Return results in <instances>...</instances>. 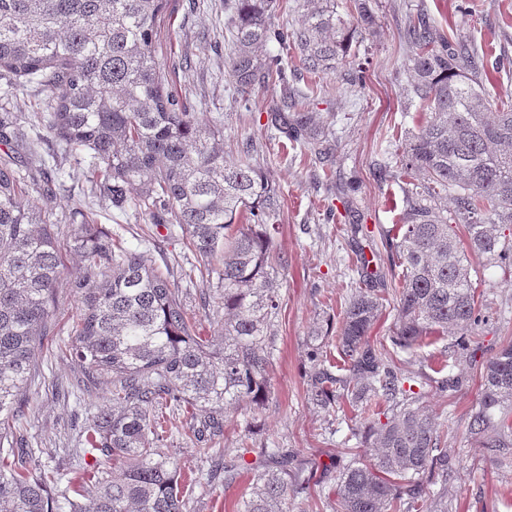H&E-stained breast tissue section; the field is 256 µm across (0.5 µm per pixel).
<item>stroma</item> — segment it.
Returning a JSON list of instances; mask_svg holds the SVG:
<instances>
[{
	"label": "stroma",
	"mask_w": 512,
	"mask_h": 512,
	"mask_svg": "<svg viewBox=\"0 0 512 512\" xmlns=\"http://www.w3.org/2000/svg\"><path fill=\"white\" fill-rule=\"evenodd\" d=\"M462 0H369L376 25L372 35L353 40L348 56L334 70L304 73L292 51L268 43L264 57L280 58L290 88L307 94L306 106L316 122L332 132L331 149H301L271 139L266 113L280 98L272 82L251 93H239L224 71L231 46V9L224 0H168L167 16L154 35L156 56L170 87L204 120L224 122V157L236 159L246 149L279 185L282 195L280 232L275 247L285 262L280 275L277 361L270 373L271 391L262 405L242 403L228 409L224 433L216 439L218 454L244 456L252 466L263 462L262 448H284L297 454L310 477V492L320 512H333L335 476L351 456L343 448L349 422L331 425L328 415L307 398L310 363L308 338L314 328L334 336L346 299L357 276L356 255L364 253L369 269L381 272L384 286L394 289L400 271L384 258V232L397 221L401 194L396 175H381L387 150L400 145L413 130L419 102L407 64L408 19L427 15L449 40H462L478 54L505 55L504 69L485 85L490 104L512 97V0H476L471 13L458 11ZM42 156H55L48 173L34 172L35 184L50 180L48 204L64 245V273L55 292L51 330L34 349L32 372L21 391L26 417L19 429L0 441L5 448H25L38 467L58 471L55 495L78 498L85 468L100 475L113 472L110 460L88 453L84 427L97 408L108 405L112 384L88 381L71 351L72 327L80 309L71 283L81 258L70 238L77 212L95 210L100 231L141 253L148 264L169 268L171 280L190 309L209 293L210 308L222 310L221 293L188 272L198 259L180 225H154L144 211L92 197L85 165L56 154L52 136L42 126L29 130ZM479 289L491 301L490 318L481 328L474 361L445 358L450 339L428 337L399 360L403 370L428 377L421 401L445 423L442 443L454 470L448 480V512H512V464L490 467L478 443L466 434L467 410L478 398L477 362L492 356L502 337L512 336V278L484 282L483 260L471 259ZM463 380L456 393L437 389L436 372ZM170 438L162 451L175 453L185 478L187 512H234L249 480L227 487L207 483L209 463L201 458L182 412L169 413Z\"/></svg>",
	"instance_id": "35a3bbf8"
}]
</instances>
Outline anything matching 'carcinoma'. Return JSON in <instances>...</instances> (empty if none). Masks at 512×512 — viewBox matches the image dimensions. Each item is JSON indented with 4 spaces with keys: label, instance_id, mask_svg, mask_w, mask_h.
Returning a JSON list of instances; mask_svg holds the SVG:
<instances>
[{
    "label": "carcinoma",
    "instance_id": "obj_1",
    "mask_svg": "<svg viewBox=\"0 0 512 512\" xmlns=\"http://www.w3.org/2000/svg\"><path fill=\"white\" fill-rule=\"evenodd\" d=\"M354 23L317 0L300 27L271 25L278 0H234V50L227 75L243 93L275 79L282 98L267 113L274 138L301 146L326 136L298 107L282 69L260 58L275 41L290 45L312 75L336 68L357 33L371 32L366 0H350ZM168 0H0V76L35 85L52 98L33 117L77 162H88L91 191L123 209L129 203L156 224L185 230L201 258L200 276L217 275L224 322L209 334L190 314L169 273L121 243L75 226L84 270L73 287L83 306L74 326L75 354L88 377L112 379V406L85 427L88 452L119 465L94 481L85 501L49 496L53 471L33 472L21 458L0 462V512H187L176 457L160 451L167 409L190 416L205 459L224 434L228 406L261 405L270 391L280 310L274 252L280 190L246 150L224 159V124L202 121L168 86L153 36ZM408 66L424 103L405 140L400 168L403 207L387 231L389 265L402 268L395 289L392 345L408 351L428 336L454 335L451 356L479 344L487 307L471 276L469 255L484 269L512 276V100L491 110L485 57L439 35L426 16L408 26ZM0 142L26 144L11 113L0 114ZM13 156L0 154V424L20 421L19 395L36 343L50 331V307L62 252L53 222L25 189ZM464 228L459 236L454 226ZM383 312L378 279L365 274L345 303L336 331L340 363L324 358L321 328L309 336V400L329 415L351 414L352 436L375 448L336 475L334 512H448L452 462L441 449V423L420 406L422 377L401 371L371 343ZM480 397L466 430L489 465L512 462V341L481 363ZM269 466L253 475L237 512H317L309 476L282 448H262ZM251 471L224 457L208 481L228 486Z\"/></svg>",
    "mask_w": 512,
    "mask_h": 512
}]
</instances>
